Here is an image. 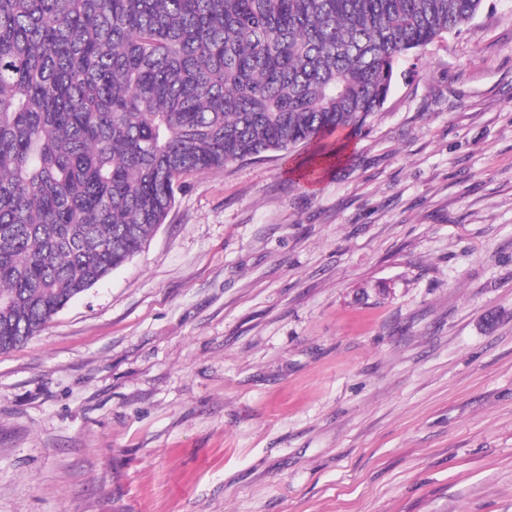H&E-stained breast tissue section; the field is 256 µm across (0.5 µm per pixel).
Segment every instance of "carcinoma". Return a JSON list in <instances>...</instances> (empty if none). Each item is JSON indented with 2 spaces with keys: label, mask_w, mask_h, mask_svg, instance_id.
<instances>
[{
  "label": "carcinoma",
  "mask_w": 512,
  "mask_h": 512,
  "mask_svg": "<svg viewBox=\"0 0 512 512\" xmlns=\"http://www.w3.org/2000/svg\"><path fill=\"white\" fill-rule=\"evenodd\" d=\"M482 0H0V352L139 253L182 177L331 142Z\"/></svg>",
  "instance_id": "cac0c4a2"
}]
</instances>
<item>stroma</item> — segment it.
<instances>
[{"instance_id": "obj_1", "label": "stroma", "mask_w": 512, "mask_h": 512, "mask_svg": "<svg viewBox=\"0 0 512 512\" xmlns=\"http://www.w3.org/2000/svg\"><path fill=\"white\" fill-rule=\"evenodd\" d=\"M0 512H512V0L0 353Z\"/></svg>"}]
</instances>
